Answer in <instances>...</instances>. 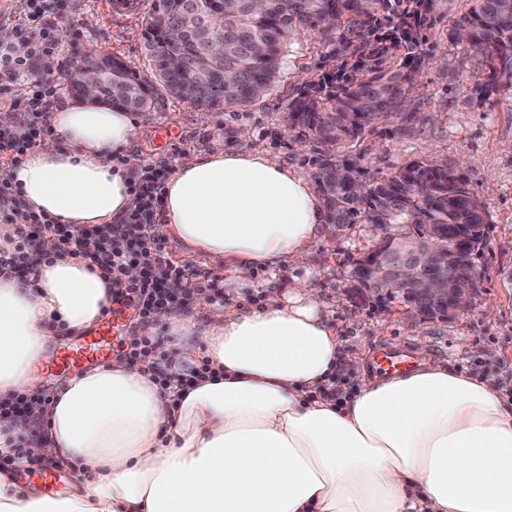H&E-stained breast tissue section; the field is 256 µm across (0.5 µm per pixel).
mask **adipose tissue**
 Here are the masks:
<instances>
[{
	"mask_svg": "<svg viewBox=\"0 0 512 512\" xmlns=\"http://www.w3.org/2000/svg\"><path fill=\"white\" fill-rule=\"evenodd\" d=\"M9 175L29 210L61 224H113L134 205L128 175L134 116L75 101ZM163 229L189 252L222 259L233 283L288 266L284 293L262 308L170 314L168 389L150 362L109 360L32 406L33 456L46 469L78 462L94 483L57 496L0 471V512H512V404L487 382L425 359L394 376L360 375L339 403L321 395L347 355L308 277L326 212L310 178L264 151H214L165 184ZM25 278L0 273V397L35 393L57 334H78L112 304L90 261L52 242ZM204 353L210 371L184 384Z\"/></svg>",
	"mask_w": 512,
	"mask_h": 512,
	"instance_id": "1",
	"label": "adipose tissue"
}]
</instances>
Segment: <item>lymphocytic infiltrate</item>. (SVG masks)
Segmentation results:
<instances>
[{
  "label": "lymphocytic infiltrate",
  "mask_w": 512,
  "mask_h": 512,
  "mask_svg": "<svg viewBox=\"0 0 512 512\" xmlns=\"http://www.w3.org/2000/svg\"><path fill=\"white\" fill-rule=\"evenodd\" d=\"M23 4L22 24L10 36L0 35V104L14 110L12 124H0V156L14 165L21 163L43 136L52 133L50 114L64 92L62 84L38 76L34 63L58 51L56 34L67 0H23ZM170 172L168 164H150L139 175L130 176L134 209L120 223L102 225L78 236L51 217L24 208L11 179L1 176L0 224L8 230L10 246L0 248V272L21 275L39 262L41 235L64 238V253L90 260L103 276L111 278L113 302L132 309L135 321L128 331L126 362L164 359L165 335L142 336L139 327L160 324L166 316L181 311L190 291L213 288L205 273L171 259L158 229ZM135 262L142 267L140 277L125 279L126 267ZM178 281L189 282L190 291L175 289Z\"/></svg>",
  "instance_id": "1"
}]
</instances>
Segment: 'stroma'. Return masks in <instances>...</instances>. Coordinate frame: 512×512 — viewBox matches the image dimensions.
<instances>
[{
	"label": "stroma",
	"instance_id": "obj_1",
	"mask_svg": "<svg viewBox=\"0 0 512 512\" xmlns=\"http://www.w3.org/2000/svg\"><path fill=\"white\" fill-rule=\"evenodd\" d=\"M153 0H139L135 10L111 14L104 0H81L58 27L64 55L73 59L100 49L121 58L140 77L153 75L143 48V32ZM432 55L421 77L422 118L407 135L393 134L391 123L378 124L363 139L339 147V154L360 160L366 176L383 178L417 159L437 158L465 173L486 219L485 244L474 259L479 290L470 304L445 319L415 322L401 311L355 303L347 297L352 258L366 251L380 232L356 224L339 237L326 236L313 246L311 280L330 307L348 353L360 355L398 346L449 362L458 372L493 384L512 402V77L502 78L499 92L477 105L472 90L478 58L450 47L445 34L432 33ZM326 49L316 33L301 30L288 46L279 84L261 101L238 111L201 109L169 97L154 96L150 111L137 115L133 151L143 163L167 160L179 166L193 155L215 150L260 149L276 161L314 175L326 147L300 130L285 127L282 117L296 88L323 69ZM173 126L176 137L156 147L154 128ZM171 257L205 272L224 290L225 303L251 305L258 292H286L290 268L253 273V287L232 288L224 263L186 251L168 238Z\"/></svg>",
	"mask_w": 512,
	"mask_h": 512
}]
</instances>
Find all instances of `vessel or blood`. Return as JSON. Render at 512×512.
<instances>
[{
	"instance_id": "1",
	"label": "vessel or blood",
	"mask_w": 512,
	"mask_h": 512,
	"mask_svg": "<svg viewBox=\"0 0 512 512\" xmlns=\"http://www.w3.org/2000/svg\"><path fill=\"white\" fill-rule=\"evenodd\" d=\"M129 316V310L115 308L80 340L54 354L50 366L76 372L86 364L106 359L113 343L125 333ZM376 362L387 374L401 373L412 366L411 361L396 349L379 353Z\"/></svg>"
}]
</instances>
